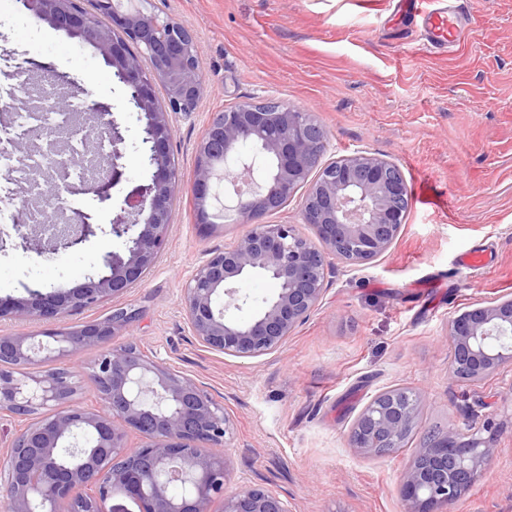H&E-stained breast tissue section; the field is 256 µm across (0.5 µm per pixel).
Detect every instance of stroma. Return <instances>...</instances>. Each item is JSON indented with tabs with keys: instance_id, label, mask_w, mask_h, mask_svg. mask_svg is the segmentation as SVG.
<instances>
[{
	"instance_id": "1",
	"label": "stroma",
	"mask_w": 512,
	"mask_h": 512,
	"mask_svg": "<svg viewBox=\"0 0 512 512\" xmlns=\"http://www.w3.org/2000/svg\"><path fill=\"white\" fill-rule=\"evenodd\" d=\"M196 36L206 90L173 121L171 154L181 183L194 175L196 146L212 113L240 101L276 99L313 113L327 158L364 150L394 162L409 191L403 229L385 254L360 265L328 257L321 304L276 350L237 358L204 348L186 319L183 291L210 253L248 225L217 220L206 232L186 193L173 202L165 249L119 298L67 315L63 326L101 320L118 307L139 319L120 331L146 356L204 387L233 423L231 483L278 495L289 512H401L399 477L430 431L490 423L499 452L450 512H512V376L479 386L448 379L451 316L512 297V0H424L460 12L466 32L431 47L403 0H153ZM24 69L50 76L58 97L82 90L108 110L124 143L121 177L79 208L97 230L45 260L13 226L15 199L0 189V297L29 288L69 289L98 278L125 254L110 224L126 195L148 184L145 120L96 48L0 0V96ZM484 251L486 265L456 258ZM248 320L278 288L251 273L234 283ZM423 397L407 445L373 458L349 445L358 414L380 392Z\"/></svg>"
}]
</instances>
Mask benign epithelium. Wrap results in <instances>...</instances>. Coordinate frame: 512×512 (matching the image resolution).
I'll return each mask as SVG.
<instances>
[{
  "label": "benign epithelium",
  "instance_id": "benign-epithelium-1",
  "mask_svg": "<svg viewBox=\"0 0 512 512\" xmlns=\"http://www.w3.org/2000/svg\"><path fill=\"white\" fill-rule=\"evenodd\" d=\"M99 15L79 0H23L38 20L91 44L131 90V101L146 119L151 182L124 199L112 230L128 236L127 256L106 261L108 272L72 289L30 290L26 298H0V319L31 318L52 328L33 334H0V413L31 417L6 453L0 455V499L7 512H105L118 490L139 504L140 512H210L213 500L223 512H288L285 503L257 485L227 490L231 461L210 447L228 442L231 420L224 408L193 379L144 356L132 341L116 344L135 311L119 307L108 317L78 328H57L70 312L124 295L144 278L168 241L175 196L182 190L171 157L173 116L194 111L204 95L192 31L152 0H95ZM140 54L127 49V41ZM162 86L167 105L158 103ZM112 155L97 162L94 186L120 176L115 122H107ZM253 152L242 155L243 146ZM327 135L309 112L286 103L236 102L213 113L197 145L195 170L187 188L195 222L209 229L211 200L218 184L236 196L239 221L251 225L245 236L211 253L184 288V309L194 336L224 355L251 358L280 347L322 302L326 257L349 265L386 253L406 223L408 185L392 162L357 150L325 159ZM234 162L237 171L229 169ZM302 223L265 224L261 218L282 209L300 189ZM57 200L48 205L49 225L15 229L28 250L56 255L95 234L92 225L58 224L67 209L60 188L46 184ZM261 271L277 292L245 322L226 316L242 308L231 283ZM451 358L448 379L475 385L492 374L512 371V299L493 300L448 321ZM105 350L91 365L102 406L87 409L76 398L74 372L49 368L38 376L29 366L51 357H79L87 348ZM420 397L408 389L384 391L360 412L349 444L366 457L389 454L414 428ZM144 438L135 449L127 432ZM498 454L494 437L448 427L426 438L403 471L399 493L403 512H446L483 475ZM180 492H172L174 485Z\"/></svg>",
  "mask_w": 512,
  "mask_h": 512
}]
</instances>
